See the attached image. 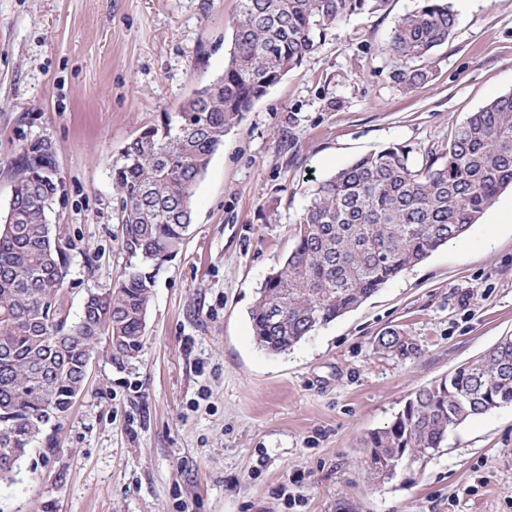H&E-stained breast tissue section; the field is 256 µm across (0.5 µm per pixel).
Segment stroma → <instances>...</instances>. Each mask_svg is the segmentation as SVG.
I'll use <instances>...</instances> for the list:
<instances>
[{
    "instance_id": "35a3bbf8",
    "label": "stroma",
    "mask_w": 512,
    "mask_h": 512,
    "mask_svg": "<svg viewBox=\"0 0 512 512\" xmlns=\"http://www.w3.org/2000/svg\"><path fill=\"white\" fill-rule=\"evenodd\" d=\"M451 2L427 82L389 77L391 30L418 4L389 0L348 16L227 131L182 249L156 272L139 356L120 366L97 344L70 412L0 482V512H512V404L386 481L360 449L418 388L512 336V188L290 351L261 350L249 321L316 182L390 145L421 158L512 93V0ZM238 6L0 0V218L25 146L50 142L71 316L124 270L113 158L223 73ZM389 329L417 354L377 350Z\"/></svg>"
}]
</instances>
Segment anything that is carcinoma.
<instances>
[{
    "instance_id": "carcinoma-1",
    "label": "carcinoma",
    "mask_w": 512,
    "mask_h": 512,
    "mask_svg": "<svg viewBox=\"0 0 512 512\" xmlns=\"http://www.w3.org/2000/svg\"><path fill=\"white\" fill-rule=\"evenodd\" d=\"M389 0H239L224 73L197 90L159 126L147 128L112 163L120 197L119 246L127 267L108 288L88 293L68 323L61 301L67 276L62 239L47 213L58 185L50 143H31L14 168V188L0 224V430L26 455L32 434L52 422L48 407L68 410L85 378L81 357L111 339L118 363L138 356L146 334L155 271L183 244L197 181L224 135L317 41L356 12L386 10ZM456 15L448 0H420L400 17L388 51L391 77L413 87L429 70L409 68L448 42ZM512 186V93L481 106L455 126L445 147L414 162L388 146L317 183L287 258L263 281L250 310L257 345L281 354L317 327L358 308L391 279L421 263L478 223ZM401 357L417 351L396 329L378 338ZM512 404V336L476 361L417 389L386 428L361 442L373 480L395 472L384 461L399 449L409 461L437 452L466 419Z\"/></svg>"
}]
</instances>
